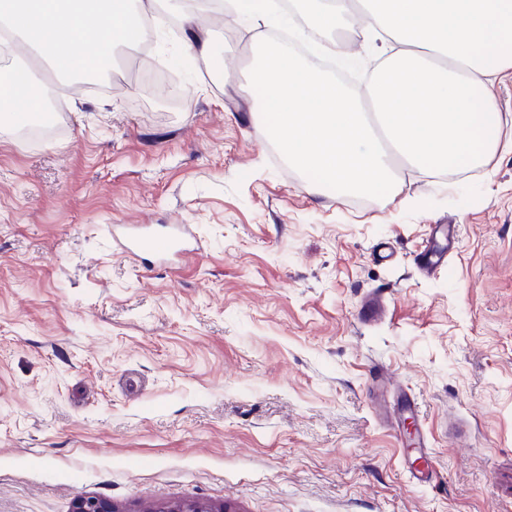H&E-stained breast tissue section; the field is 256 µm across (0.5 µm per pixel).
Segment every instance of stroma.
<instances>
[{
    "mask_svg": "<svg viewBox=\"0 0 512 512\" xmlns=\"http://www.w3.org/2000/svg\"><path fill=\"white\" fill-rule=\"evenodd\" d=\"M174 15L104 89L58 80L52 135L0 129V512H512V152L312 192L243 88L261 12L209 20L211 58ZM117 245L126 256H138L140 253L150 252L165 263L188 260L198 250L192 238L178 231L160 235L152 233L122 235Z\"/></svg>",
    "mask_w": 512,
    "mask_h": 512,
    "instance_id": "obj_1",
    "label": "stroma"
}]
</instances>
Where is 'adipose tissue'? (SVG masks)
<instances>
[{
  "instance_id": "1",
  "label": "adipose tissue",
  "mask_w": 512,
  "mask_h": 512,
  "mask_svg": "<svg viewBox=\"0 0 512 512\" xmlns=\"http://www.w3.org/2000/svg\"><path fill=\"white\" fill-rule=\"evenodd\" d=\"M302 31L336 41L360 33L380 54L359 97L284 45L259 42L251 86L273 111L269 134L289 169L355 196L399 171L487 167L504 127L494 93L512 72V0H305Z\"/></svg>"
}]
</instances>
